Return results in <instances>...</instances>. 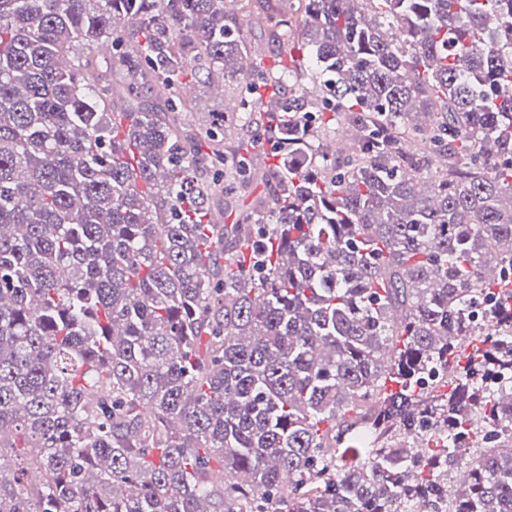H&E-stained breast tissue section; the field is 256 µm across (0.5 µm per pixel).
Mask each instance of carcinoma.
I'll return each mask as SVG.
<instances>
[{
  "label": "carcinoma",
  "mask_w": 512,
  "mask_h": 512,
  "mask_svg": "<svg viewBox=\"0 0 512 512\" xmlns=\"http://www.w3.org/2000/svg\"><path fill=\"white\" fill-rule=\"evenodd\" d=\"M238 2L0 0V512H512V0Z\"/></svg>",
  "instance_id": "obj_1"
}]
</instances>
